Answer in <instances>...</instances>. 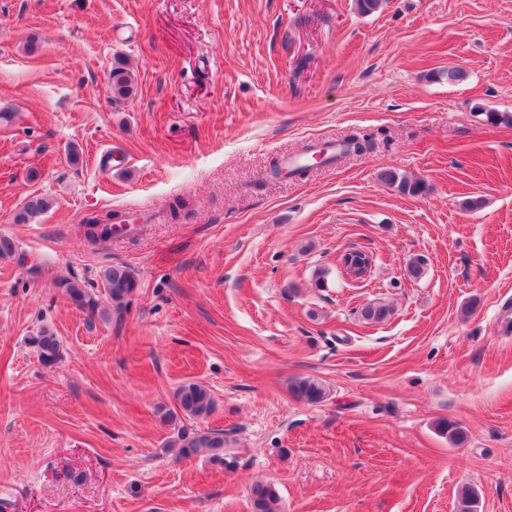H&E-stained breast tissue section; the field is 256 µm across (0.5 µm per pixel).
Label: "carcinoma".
<instances>
[{"mask_svg": "<svg viewBox=\"0 0 512 512\" xmlns=\"http://www.w3.org/2000/svg\"><path fill=\"white\" fill-rule=\"evenodd\" d=\"M112 91L117 100L126 99L135 91L134 74L127 63L121 59L115 60L112 66ZM372 141L356 134L349 135L340 143L339 155L362 153L371 148ZM379 181L389 187L397 189L403 194L418 196L426 191L425 183L419 178L402 175L392 168H385L378 174ZM51 206L49 199L42 195H33L25 203L17 220L26 222L29 219L44 213ZM83 223L89 226L87 235L93 240L106 242L112 237V225L100 224L98 219L87 216ZM104 289V297L91 292L87 286L76 277L61 278L56 281V287L67 295L70 301L89 316L106 314L102 303L107 302L116 312H121L128 303V298L137 288V281L132 271L119 265L104 268L99 275ZM390 310L384 305H367L361 315L367 322L379 323L387 318ZM37 348L39 359L45 365H53L61 358V342L53 332L43 329L32 339ZM293 394L310 404L319 403L325 398L323 386L313 379H297L291 384ZM179 410L190 418H205L215 407V402L209 389L198 382L182 384L175 394ZM441 434L448 436L454 443L464 439L462 429L454 421L444 420L438 424ZM171 446L179 449V455L184 458L193 457L205 452L217 461H224V431L218 429H196L188 431L181 429ZM476 490L471 486H464L458 491V512H476ZM250 499L253 512H280V495L272 483H256L250 488Z\"/></svg>", "mask_w": 512, "mask_h": 512, "instance_id": "1", "label": "carcinoma"}]
</instances>
